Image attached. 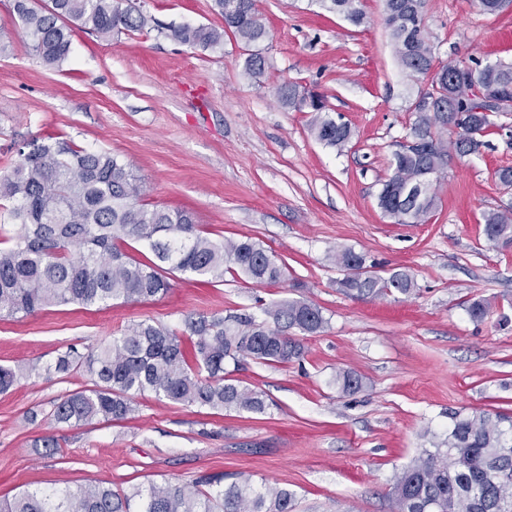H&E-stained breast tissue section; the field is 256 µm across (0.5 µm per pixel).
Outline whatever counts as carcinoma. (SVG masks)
Segmentation results:
<instances>
[{
  "instance_id": "1",
  "label": "carcinoma",
  "mask_w": 512,
  "mask_h": 512,
  "mask_svg": "<svg viewBox=\"0 0 512 512\" xmlns=\"http://www.w3.org/2000/svg\"><path fill=\"white\" fill-rule=\"evenodd\" d=\"M319 3L354 25L363 22L356 0ZM423 5L424 0H385V25L399 63L425 80L419 96L429 101L415 108L410 128L421 145L396 146L392 175L377 197L378 208L398 224L429 220L436 193L417 196L410 189L438 180L448 166V148L461 159L479 153L484 137L496 127L494 117L512 112V64L450 63L444 66L446 77L433 75V46L418 23ZM214 7L223 28L171 26L168 36L207 50L223 45L229 31L245 46L256 47L245 71L262 75L266 59L257 46L268 31L256 0H214ZM13 13L25 27L29 48L48 66L67 58L74 27L107 41L147 24L133 0H49L40 7L34 0H13ZM276 97L283 105L313 112L310 131L324 145L341 149L350 141V126L327 115L321 96L302 93L288 82L276 88ZM450 128L456 138L447 146L442 134ZM20 154L22 161L0 177V209L12 221L9 230L0 224V235L7 234L6 246H0L1 318L69 304L148 300L168 292L171 272L219 283L228 269L260 285L284 277L283 266L259 242L213 239L188 211L140 203L139 179L110 152L48 137L26 143ZM483 233L492 247L511 248L512 210L487 214ZM130 241L152 257L131 256L124 248ZM334 261L347 272L337 284L350 297L416 291L408 270L394 268L382 275L368 269L365 256L352 249L337 252ZM263 315L261 320L200 316L186 323L187 336L141 321L106 345L85 354L70 352L58 359L55 371L81 370L90 383L61 399L51 417L74 425L125 420L135 411V397L146 392L186 406L263 413L269 407L265 394L226 377V363L298 360L303 346L289 331L314 335L327 324L318 306L297 299L275 301L263 308ZM36 370L34 364L0 366V392ZM337 381L346 393L362 387L361 377L349 370L340 372ZM200 484L205 489L191 491L168 482L119 493L101 482L76 491H24L1 500L0 512H295V495L285 488H258L248 478L226 485L222 474ZM390 496L394 512H502L500 502L512 499V416L452 414L448 435H432L430 447L395 474Z\"/></svg>"
}]
</instances>
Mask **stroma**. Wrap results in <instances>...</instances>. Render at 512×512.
<instances>
[{"instance_id":"35a3bbf8","label":"stroma","mask_w":512,"mask_h":512,"mask_svg":"<svg viewBox=\"0 0 512 512\" xmlns=\"http://www.w3.org/2000/svg\"><path fill=\"white\" fill-rule=\"evenodd\" d=\"M154 25L103 41L74 30L68 57L46 66L29 48L11 0H0V176L34 138L60 136L104 150L141 179V200L185 209L210 235L249 237L286 266L279 284L257 286L225 272L222 283L176 273L169 292L143 302L51 307L0 318V365L39 370L0 393V497L105 482L115 489L168 481L193 485L241 474L296 495L295 512H392L397 470L447 430L449 416L512 415V249L483 235L489 212L512 206L498 169L512 166V112L496 118L480 153L452 159L436 184L428 222L398 224L378 205L397 141L415 119L420 88L400 66L384 0H359L353 25L319 0H258L269 36L262 76L244 69L233 36L202 50L164 34L167 26H222L212 0H136ZM436 61L512 63V12L479 0H425ZM324 96L350 125L340 150L317 141L311 113L280 104L279 84ZM352 249L377 271L406 268L414 295L352 299L331 256ZM304 299L327 325L303 337L287 364L246 362L233 377L265 393L262 413L183 406L147 393L119 422L51 421L57 402L83 388V373H54L70 349L111 341L133 323L184 330L187 317L249 314ZM488 304L472 320L470 302ZM363 386L342 392L336 374ZM60 447L45 455L38 440Z\"/></svg>"}]
</instances>
